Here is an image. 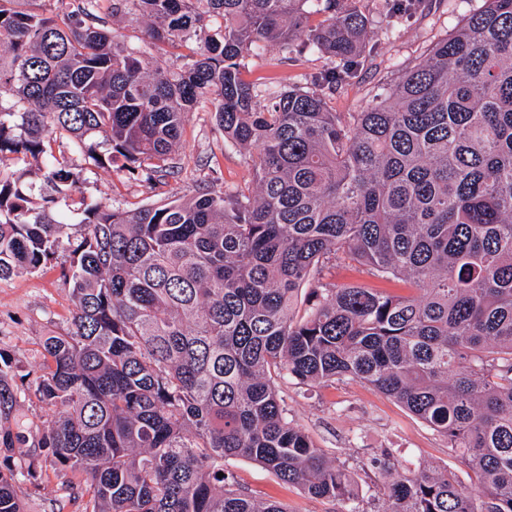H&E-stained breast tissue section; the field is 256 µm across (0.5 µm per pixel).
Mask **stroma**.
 <instances>
[{
    "mask_svg": "<svg viewBox=\"0 0 512 512\" xmlns=\"http://www.w3.org/2000/svg\"><path fill=\"white\" fill-rule=\"evenodd\" d=\"M481 4L482 0H415L414 6L396 16L390 0H337L339 9L354 6L360 10L368 39L351 83L327 93L330 110L358 112L386 94L402 69L422 59L435 42L452 33ZM329 65V60L318 54L286 57L270 47L244 59L240 71L244 81L259 87L271 81L285 87H306ZM54 149L67 157L71 177L82 195L106 197L123 208L160 205L174 197L190 196L203 182L223 188H244L253 182L248 153L225 144L207 107L186 114L177 152L180 172L165 184L153 185L116 169H98L65 139L58 140ZM59 271L60 264L55 261L42 271L0 281V368L14 380L37 376L44 361V339L67 328L73 300ZM277 386L294 422L318 447L349 466L368 512H380L383 505L384 477L371 461L385 452L411 469L425 464L451 466L465 486L476 484L473 473L449 452L442 436L371 385L353 380L309 387L289 377L278 380ZM51 418L49 407L35 395L28 396L19 411V425L26 430L28 441L15 447L12 460L32 475L19 482L18 494L27 512H81L76 503H61L62 473L32 447ZM227 466L248 493L279 502L288 512L343 510L341 502L309 496L249 460L234 458Z\"/></svg>",
    "mask_w": 512,
    "mask_h": 512,
    "instance_id": "stroma-1",
    "label": "stroma"
}]
</instances>
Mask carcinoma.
<instances>
[{"instance_id":"carcinoma-1","label":"carcinoma","mask_w":512,"mask_h":512,"mask_svg":"<svg viewBox=\"0 0 512 512\" xmlns=\"http://www.w3.org/2000/svg\"><path fill=\"white\" fill-rule=\"evenodd\" d=\"M36 2L0 0V154L39 161L28 181L0 172V280L65 255L74 309L32 382L0 369V512H26L15 484L32 472L10 459L31 392L54 410L34 447L84 478L82 512H287L236 487L229 457L366 512L349 467L288 418V376L373 386L476 477L473 492L385 457L381 512H512V0H483L360 112L325 97L355 77L366 38L336 0H59L60 17ZM307 5L327 17L305 47L341 66L265 89L259 110L241 61L290 54ZM104 11L190 53L177 70L149 59ZM206 103L224 141L253 152L252 188L135 208L74 199L57 140L165 184L185 114ZM332 259L413 294L324 283Z\"/></svg>"}]
</instances>
